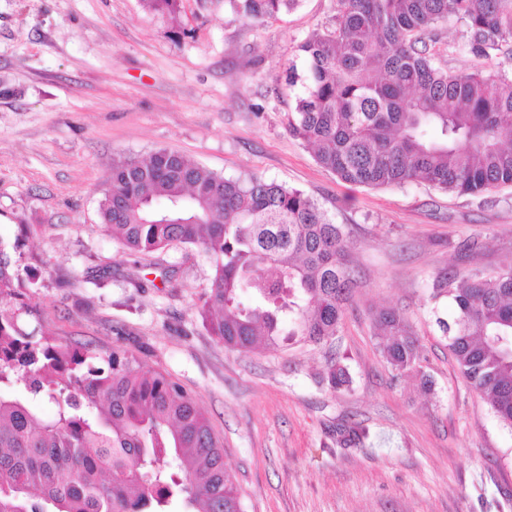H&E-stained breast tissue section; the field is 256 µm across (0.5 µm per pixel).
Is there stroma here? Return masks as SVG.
Here are the masks:
<instances>
[{
  "instance_id": "obj_1",
  "label": "stroma",
  "mask_w": 512,
  "mask_h": 512,
  "mask_svg": "<svg viewBox=\"0 0 512 512\" xmlns=\"http://www.w3.org/2000/svg\"><path fill=\"white\" fill-rule=\"evenodd\" d=\"M336 0H301L253 23L222 0H184L183 33L141 0H0V239L25 236L44 332L120 349L196 398L224 448L245 512H512V428L460 372L438 319V275L512 263V188L478 197L427 184L340 181L289 132L296 47ZM465 27L431 49L448 70H512L462 53ZM178 152L228 179L255 175L312 198L350 242L354 288L328 343L225 349L198 314L209 256L173 245L135 257L100 203L113 160ZM401 314L433 386L397 376L373 316ZM352 385L322 381L326 358ZM369 436L342 443L341 427Z\"/></svg>"
}]
</instances>
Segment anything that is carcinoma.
I'll return each instance as SVG.
<instances>
[{
	"label": "carcinoma",
	"instance_id": "obj_1",
	"mask_svg": "<svg viewBox=\"0 0 512 512\" xmlns=\"http://www.w3.org/2000/svg\"><path fill=\"white\" fill-rule=\"evenodd\" d=\"M263 21L299 0H224ZM323 31L297 46L288 81L301 83L290 133L341 181L382 188L419 181L450 194L512 187V75L459 74L438 64L426 40L456 21L461 50L512 53V0H336ZM182 0H142L177 14ZM102 223L135 255L191 245L213 264L200 314L225 348L335 336L354 283L342 228L299 189L257 176L226 179L167 149L113 161ZM0 240V512H243L224 449L196 400L114 349L96 363L83 346L41 330L28 297L37 284ZM432 298L448 348L498 419L512 426V266L486 276L442 274ZM374 328L399 374L425 389L418 340L394 310ZM325 380L352 378L338 360ZM52 406L46 417L40 408Z\"/></svg>",
	"mask_w": 512,
	"mask_h": 512
}]
</instances>
